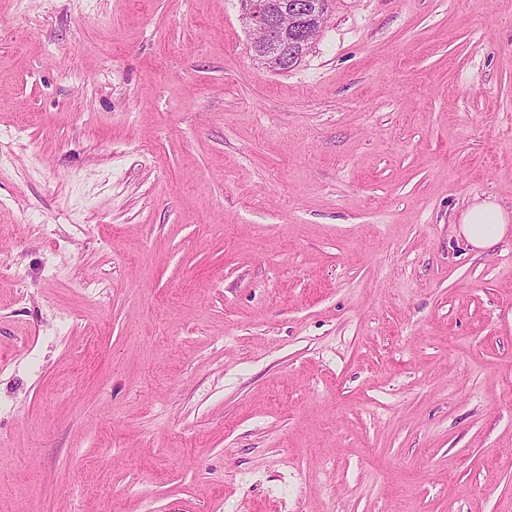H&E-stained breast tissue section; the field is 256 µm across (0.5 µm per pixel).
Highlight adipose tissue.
Segmentation results:
<instances>
[{
	"instance_id": "obj_1",
	"label": "adipose tissue",
	"mask_w": 512,
	"mask_h": 512,
	"mask_svg": "<svg viewBox=\"0 0 512 512\" xmlns=\"http://www.w3.org/2000/svg\"><path fill=\"white\" fill-rule=\"evenodd\" d=\"M455 231L474 251L492 248L512 233V209L486 200L465 207Z\"/></svg>"
}]
</instances>
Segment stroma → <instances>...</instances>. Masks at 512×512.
<instances>
[{"mask_svg": "<svg viewBox=\"0 0 512 512\" xmlns=\"http://www.w3.org/2000/svg\"><path fill=\"white\" fill-rule=\"evenodd\" d=\"M512 0H0V512H512ZM310 1L319 13L327 11V0ZM243 12L248 21L249 32L254 35L253 44L257 40L256 35L260 34L265 46L277 45L280 35L290 33L296 35L301 45L307 47L316 39L322 25L321 15L311 13L308 0H293L288 8L272 16L263 14L257 1L247 0ZM284 16H287L288 24L283 22ZM510 219V209L500 202H474L460 213L455 232L471 249L480 253L509 235Z\"/></svg>", "mask_w": 512, "mask_h": 512, "instance_id": "obj_1", "label": "stroma"}]
</instances>
